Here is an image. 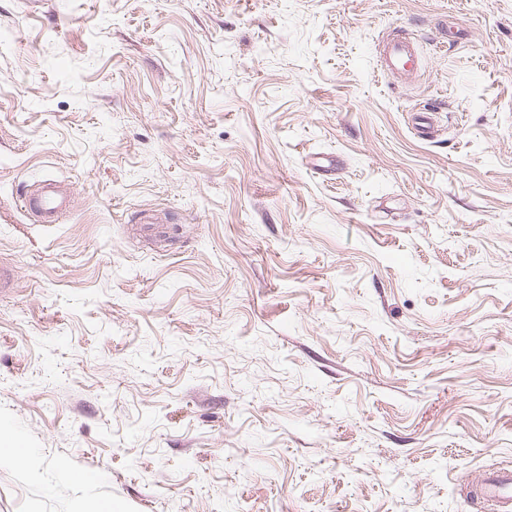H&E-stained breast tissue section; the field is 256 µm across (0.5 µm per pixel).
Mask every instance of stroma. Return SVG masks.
<instances>
[{
  "label": "stroma",
  "instance_id": "stroma-1",
  "mask_svg": "<svg viewBox=\"0 0 512 512\" xmlns=\"http://www.w3.org/2000/svg\"><path fill=\"white\" fill-rule=\"evenodd\" d=\"M1 264L0 512H482L512 0H0ZM376 57L378 69L387 76L409 79L419 68L417 46L409 35L383 38ZM72 202L70 195L61 194L54 188L47 186L39 194L22 196L21 207L27 212L43 216L45 223L54 224L71 211ZM30 457L31 454L25 448H21L16 439L0 435V460H11L20 466H25Z\"/></svg>",
  "mask_w": 512,
  "mask_h": 512
}]
</instances>
